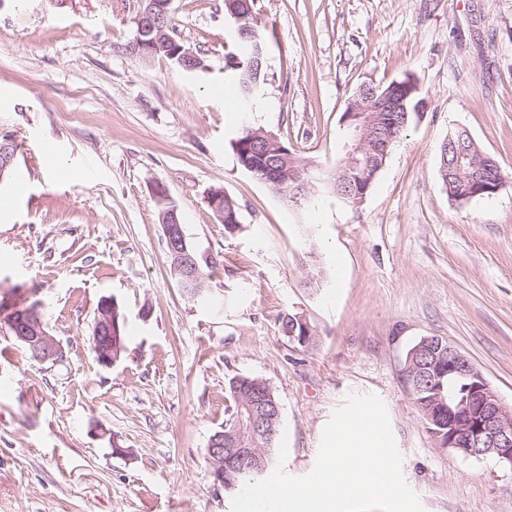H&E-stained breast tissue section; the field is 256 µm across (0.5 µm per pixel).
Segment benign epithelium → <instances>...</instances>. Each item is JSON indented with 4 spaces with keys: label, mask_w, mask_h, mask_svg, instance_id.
Returning <instances> with one entry per match:
<instances>
[{
    "label": "benign epithelium",
    "mask_w": 512,
    "mask_h": 512,
    "mask_svg": "<svg viewBox=\"0 0 512 512\" xmlns=\"http://www.w3.org/2000/svg\"><path fill=\"white\" fill-rule=\"evenodd\" d=\"M158 0H143L138 15L139 32L149 34L158 31L157 38L164 41L169 59L188 72L205 69L202 59L185 48L161 27L157 12ZM349 134L347 157L354 161L356 155L366 152L378 159L388 156L390 141L369 139L376 125L375 109L362 105L351 106L344 118ZM164 239L169 255L180 263L185 252L181 250L183 232L176 214H171L163 225ZM15 339L27 347L39 362H59L64 351L60 342L46 330L41 312L37 308L26 310L10 321ZM92 351L96 362L110 369L117 362L115 352L121 347V336L117 324L112 321V299L101 300L91 336ZM423 359L419 367L404 376L405 383L414 392L425 383H433L443 376L458 379L462 390L457 394L443 396L442 392L431 398L423 413L429 423L441 425L440 410H448V439L446 447L457 454L477 460L493 459L512 467V407L502 401L482 371L472 360L451 343L437 336L423 341L414 351ZM278 416L277 405L265 413L248 409V419L240 423L237 434L228 438L218 434L209 440L208 463L215 475L224 474V464L248 463L260 465V450L257 438L273 435V424Z\"/></svg>",
    "instance_id": "7a95c632"
}]
</instances>
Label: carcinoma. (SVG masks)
Listing matches in <instances>:
<instances>
[{
  "label": "carcinoma",
  "instance_id": "1",
  "mask_svg": "<svg viewBox=\"0 0 512 512\" xmlns=\"http://www.w3.org/2000/svg\"><path fill=\"white\" fill-rule=\"evenodd\" d=\"M224 10L236 13L237 28L246 34V41L237 42L235 48L226 53L227 65L233 71L238 89L243 96L251 95L264 81V67L257 64L259 57L265 55V42L260 34L259 20L255 10V0H224ZM353 102L370 105L379 109L380 123L375 134L397 142L404 131L417 115L419 105L426 103L420 96L418 88L411 78L392 81L383 85H365L354 92ZM250 127L241 129L232 143L239 165L261 182L269 186L275 193L286 199H291V186L294 180L289 178L286 162L279 155V149L265 141H254L249 135ZM461 147L470 150L471 159L477 163L472 172L487 183H504L505 175L499 164H485V152L475 142H461ZM341 170L334 178L333 190L346 203L358 205L362 202L361 194L368 191L376 180L380 166L374 160L363 159L359 165L350 164L347 158H342ZM439 177L444 185H449L453 195L466 193L468 185L461 180L448 181V170L444 169V153H439ZM224 224L228 233L235 232L240 226V215L235 202L224 197V211L217 216ZM191 256L190 265L193 281L187 282V276L181 269H174L180 287L185 294L190 289L205 290L210 280L209 263H203L192 248H187ZM232 400L231 413L224 422V432L231 433L237 428L239 408L241 405L253 402L256 395H261L265 403L278 402L270 385L257 377L242 376L234 379L229 387ZM272 442H260V452L264 457V466L260 469L248 467L246 464H236L224 473V486L237 487L254 481L263 476L271 466L269 450Z\"/></svg>",
  "mask_w": 512,
  "mask_h": 512
}]
</instances>
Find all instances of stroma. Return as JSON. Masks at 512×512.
<instances>
[{
    "mask_svg": "<svg viewBox=\"0 0 512 512\" xmlns=\"http://www.w3.org/2000/svg\"><path fill=\"white\" fill-rule=\"evenodd\" d=\"M142 0H0V136L18 145L0 181V298L37 295L62 361L39 363L0 319V512H230L211 435L229 383L266 380L308 474L333 411L384 403L424 512H512V469L439 448L403 380L408 350L439 336L512 405V0H257L265 83L243 103L224 69V0H172L189 73L129 46ZM413 77L427 100L363 202L328 183L363 84ZM288 144L313 188L288 204L242 169L241 124ZM469 129L505 174L459 203L439 147ZM176 201L189 245L217 266L183 293L153 189ZM239 207L228 234L207 204ZM126 315V352L99 366L100 298ZM301 313L304 348L280 330ZM132 455H113V444Z\"/></svg>",
    "mask_w": 512,
    "mask_h": 512,
    "instance_id": "1",
    "label": "stroma"
}]
</instances>
